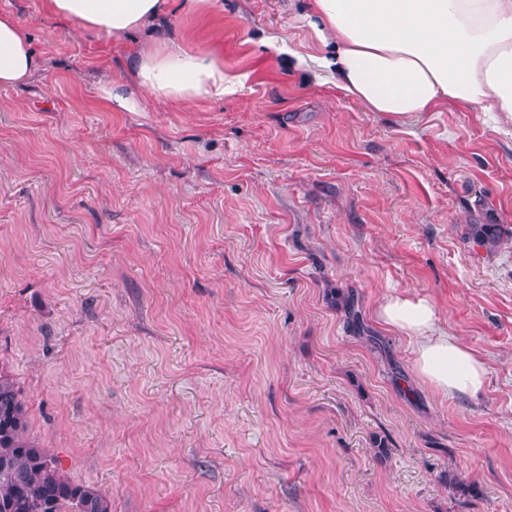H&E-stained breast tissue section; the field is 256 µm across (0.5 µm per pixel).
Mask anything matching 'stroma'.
<instances>
[{
	"label": "stroma",
	"instance_id": "obj_1",
	"mask_svg": "<svg viewBox=\"0 0 512 512\" xmlns=\"http://www.w3.org/2000/svg\"><path fill=\"white\" fill-rule=\"evenodd\" d=\"M0 12L41 60L0 88V369L32 440L112 512H512L511 135L293 67L323 52L310 0H167L119 39L46 0ZM159 35L240 91L115 111L103 78L136 90ZM404 290L486 361L479 397L414 378L376 317Z\"/></svg>",
	"mask_w": 512,
	"mask_h": 512
}]
</instances>
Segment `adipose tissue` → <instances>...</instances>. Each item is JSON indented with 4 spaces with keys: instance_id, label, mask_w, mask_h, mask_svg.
I'll use <instances>...</instances> for the list:
<instances>
[{
    "instance_id": "adipose-tissue-1",
    "label": "adipose tissue",
    "mask_w": 512,
    "mask_h": 512,
    "mask_svg": "<svg viewBox=\"0 0 512 512\" xmlns=\"http://www.w3.org/2000/svg\"><path fill=\"white\" fill-rule=\"evenodd\" d=\"M50 12L121 37L155 20L162 0H47ZM312 30L327 54L296 65L334 81L370 111L407 120L455 102L512 125V0H312ZM37 68L27 28L0 14V88L28 82ZM137 84L167 104L220 100L239 92L238 77L214 57L163 42L132 59ZM379 321L412 344V369L442 397H475L485 361L439 330L440 314L413 293L385 297Z\"/></svg>"
}]
</instances>
